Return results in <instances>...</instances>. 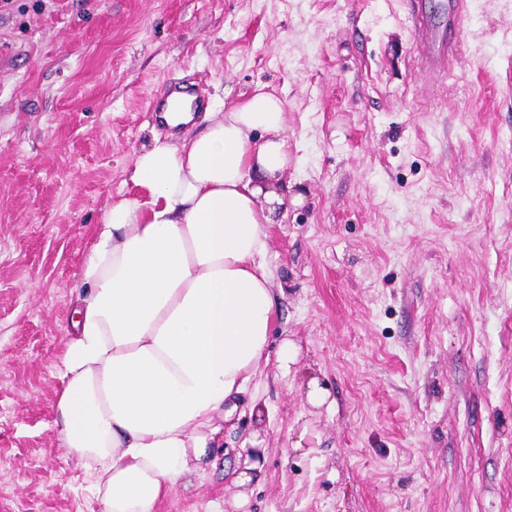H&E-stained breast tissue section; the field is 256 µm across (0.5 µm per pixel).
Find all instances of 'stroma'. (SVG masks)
Returning <instances> with one entry per match:
<instances>
[{
    "instance_id": "1",
    "label": "stroma",
    "mask_w": 512,
    "mask_h": 512,
    "mask_svg": "<svg viewBox=\"0 0 512 512\" xmlns=\"http://www.w3.org/2000/svg\"><path fill=\"white\" fill-rule=\"evenodd\" d=\"M447 3L0 0V512H100L57 358L136 154L206 125L148 112L173 83L266 85L306 200L268 229V362L157 512H512V0H468L434 84L414 14Z\"/></svg>"
}]
</instances>
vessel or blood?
Here are the masks:
<instances>
[{"instance_id":"1","label":"vessel or blood","mask_w":512,"mask_h":512,"mask_svg":"<svg viewBox=\"0 0 512 512\" xmlns=\"http://www.w3.org/2000/svg\"><path fill=\"white\" fill-rule=\"evenodd\" d=\"M470 22L467 0H448V21L440 26L431 21H419L417 34L419 37L418 52L423 70L432 79H439L440 74L435 68L439 58L455 60L457 55L458 33H461Z\"/></svg>"}]
</instances>
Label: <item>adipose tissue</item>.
<instances>
[{"mask_svg":"<svg viewBox=\"0 0 512 512\" xmlns=\"http://www.w3.org/2000/svg\"><path fill=\"white\" fill-rule=\"evenodd\" d=\"M139 153L146 198L94 225L60 362L57 436L101 512H156L260 368L278 309L268 228L288 204L283 104L259 91Z\"/></svg>","mask_w":512,"mask_h":512,"instance_id":"1","label":"adipose tissue"}]
</instances>
